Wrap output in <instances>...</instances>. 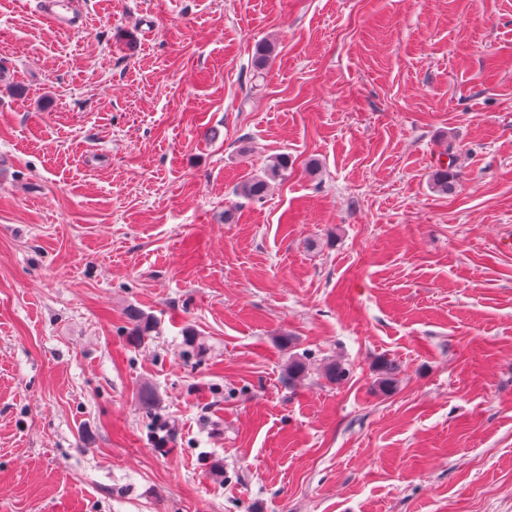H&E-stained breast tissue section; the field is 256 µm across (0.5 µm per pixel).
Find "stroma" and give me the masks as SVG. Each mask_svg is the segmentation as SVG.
Returning a JSON list of instances; mask_svg holds the SVG:
<instances>
[{"label": "stroma", "instance_id": "stroma-1", "mask_svg": "<svg viewBox=\"0 0 512 512\" xmlns=\"http://www.w3.org/2000/svg\"><path fill=\"white\" fill-rule=\"evenodd\" d=\"M77 8L0 0V512H512V0ZM70 0L44 1L42 15L56 27L74 31L83 25V18L72 11ZM288 177V157L276 156L266 170L265 176H253L243 180L236 188V196L252 201L261 200L269 192L271 181ZM126 319L130 327H127L128 339L133 344H140L153 327V319L136 307H130L126 311Z\"/></svg>", "mask_w": 512, "mask_h": 512}]
</instances>
